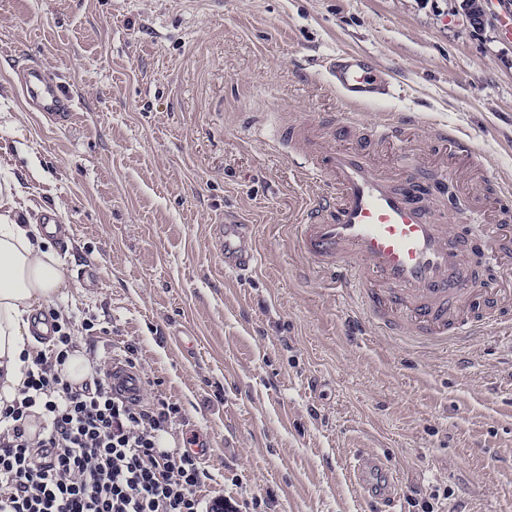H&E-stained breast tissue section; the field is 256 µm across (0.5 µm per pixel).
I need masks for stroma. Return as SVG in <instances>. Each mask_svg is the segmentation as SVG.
<instances>
[{
    "instance_id": "35a3bbf8",
    "label": "stroma",
    "mask_w": 512,
    "mask_h": 512,
    "mask_svg": "<svg viewBox=\"0 0 512 512\" xmlns=\"http://www.w3.org/2000/svg\"><path fill=\"white\" fill-rule=\"evenodd\" d=\"M0 0V214L71 227L52 247L72 286L48 310L93 367L131 357L146 400L195 434L205 512H365L363 450L396 477L400 512H512V280L502 324L466 346L408 352L314 277L288 237L309 198L300 158L274 144L282 114L341 104L323 63L356 51L389 71L372 126L414 113L398 178L444 160L428 127L469 136L485 176L449 191L465 214L512 183V39L476 31L456 0ZM68 87L74 118L31 111L12 63ZM253 225L256 274H226L214 225Z\"/></svg>"
}]
</instances>
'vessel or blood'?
<instances>
[{
  "instance_id": "1",
  "label": "vessel or blood",
  "mask_w": 512,
  "mask_h": 512,
  "mask_svg": "<svg viewBox=\"0 0 512 512\" xmlns=\"http://www.w3.org/2000/svg\"><path fill=\"white\" fill-rule=\"evenodd\" d=\"M325 69L345 112L323 129L288 121L273 133L298 153L312 174L314 196L289 227L301 253L381 334L441 345L483 335L497 322L490 311L497 300L493 289L479 285L468 249L452 238L445 205L447 173L424 169L417 180L404 182L370 165L359 152L333 145L335 139L362 134L388 148L402 142L419 125V117L364 127L358 111L391 95L390 73L352 51L328 59ZM19 79L34 110L56 125L69 124L71 95L41 63H28ZM431 141L462 161L474 155L469 139L455 131L434 128ZM215 244L226 272L243 276L261 265L252 225H217ZM476 247L489 263L499 265L512 256V236L488 227ZM108 376L115 393L131 401L142 398L144 379L136 367L115 359ZM352 471L367 512H397L398 498L381 458L359 452Z\"/></svg>"
}]
</instances>
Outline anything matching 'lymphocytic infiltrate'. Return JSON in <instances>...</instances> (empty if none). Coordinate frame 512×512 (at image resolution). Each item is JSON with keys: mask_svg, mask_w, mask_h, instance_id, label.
Masks as SVG:
<instances>
[{"mask_svg": "<svg viewBox=\"0 0 512 512\" xmlns=\"http://www.w3.org/2000/svg\"><path fill=\"white\" fill-rule=\"evenodd\" d=\"M73 328L53 321L52 348L0 404V512H199L196 456L160 445L176 407L126 401L103 373L63 378Z\"/></svg>", "mask_w": 512, "mask_h": 512, "instance_id": "lymphocytic-infiltrate-1", "label": "lymphocytic infiltrate"}]
</instances>
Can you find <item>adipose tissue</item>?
<instances>
[{"label": "adipose tissue", "instance_id": "adipose-tissue-1", "mask_svg": "<svg viewBox=\"0 0 512 512\" xmlns=\"http://www.w3.org/2000/svg\"><path fill=\"white\" fill-rule=\"evenodd\" d=\"M41 225L0 219V397L13 399L28 368L31 314L67 296L70 281Z\"/></svg>", "mask_w": 512, "mask_h": 512}]
</instances>
